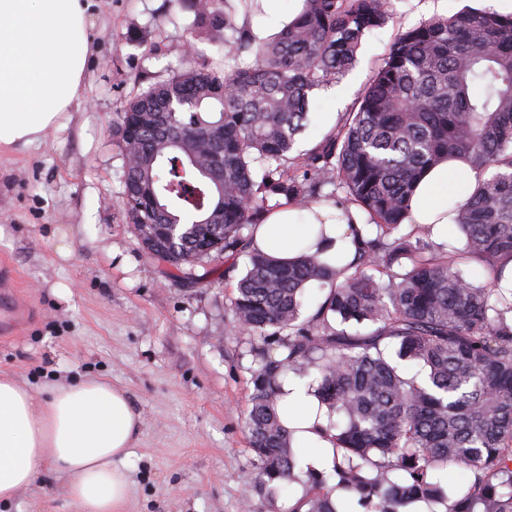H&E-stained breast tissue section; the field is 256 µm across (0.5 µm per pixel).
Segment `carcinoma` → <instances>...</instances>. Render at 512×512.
Masks as SVG:
<instances>
[{
    "label": "carcinoma",
    "instance_id": "cac0c4a2",
    "mask_svg": "<svg viewBox=\"0 0 512 512\" xmlns=\"http://www.w3.org/2000/svg\"><path fill=\"white\" fill-rule=\"evenodd\" d=\"M188 35L254 56L224 75L198 52L115 114L124 160L122 220L167 274L245 258L232 309L262 340L245 426L257 491L303 481L291 512H400L419 500L447 512H512V296L496 288L512 256V14L462 9L398 34L353 111L306 157H290L309 114V91L342 78L363 37L384 28L390 0H304L302 12L257 43L235 29L224 0H189ZM237 30L229 43L225 31ZM457 158L475 187L457 204L463 245L437 244L432 226L403 232L423 172ZM355 207L356 251L332 266L319 254L277 261L242 234L271 196L309 204L324 181ZM491 276L474 285L461 266ZM326 290L298 323L305 289ZM416 361L423 378L394 362ZM315 372L334 448V488L296 472L292 430L278 414L281 379ZM469 473L454 500L435 474ZM398 474V479L390 477Z\"/></svg>",
    "mask_w": 512,
    "mask_h": 512
}]
</instances>
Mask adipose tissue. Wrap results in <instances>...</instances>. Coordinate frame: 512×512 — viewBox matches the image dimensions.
Here are the masks:
<instances>
[{
  "label": "adipose tissue",
  "mask_w": 512,
  "mask_h": 512,
  "mask_svg": "<svg viewBox=\"0 0 512 512\" xmlns=\"http://www.w3.org/2000/svg\"><path fill=\"white\" fill-rule=\"evenodd\" d=\"M87 0H0V148H28L78 98L92 52ZM474 172L446 161L418 182L410 223L429 224L445 240L455 224L460 188ZM349 216L331 203L282 204L255 225V247L282 259L320 252L323 259L352 258ZM280 407L293 445L307 449L304 465H331L333 444L319 432L327 410L309 388L284 377ZM140 416L123 390L103 380H62L45 399L16 381L0 378V504L13 502L44 469L67 480V496L79 512H127L131 487L126 460L139 433Z\"/></svg>",
  "instance_id": "adipose-tissue-1"
}]
</instances>
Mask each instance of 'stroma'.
I'll return each mask as SVG.
<instances>
[{
  "label": "stroma",
  "mask_w": 512,
  "mask_h": 512,
  "mask_svg": "<svg viewBox=\"0 0 512 512\" xmlns=\"http://www.w3.org/2000/svg\"><path fill=\"white\" fill-rule=\"evenodd\" d=\"M480 0H391L392 18L368 34L339 82L309 94L296 150L314 149L344 119L396 35ZM93 50L78 99L41 144L0 151V278L15 276L29 316L0 334V375L41 395L62 379H104L140 416L127 465V512H291L303 483L257 490L245 411L259 340L240 330L235 278L223 263L194 268L198 285L160 271L120 216L124 160L112 121L186 55L191 8L179 0H91ZM65 479L44 470L7 512H76Z\"/></svg>",
  "instance_id": "stroma-1"
}]
</instances>
